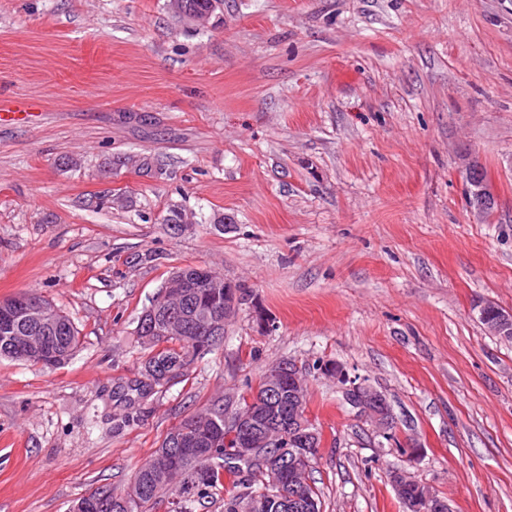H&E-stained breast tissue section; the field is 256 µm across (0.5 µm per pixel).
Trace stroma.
Wrapping results in <instances>:
<instances>
[{
    "label": "stroma",
    "instance_id": "obj_1",
    "mask_svg": "<svg viewBox=\"0 0 512 512\" xmlns=\"http://www.w3.org/2000/svg\"><path fill=\"white\" fill-rule=\"evenodd\" d=\"M0 103L29 113L0 124V301L36 292L80 336L53 368L0 359V512L128 488L283 359L323 512H403L398 472L512 512V340L478 314L512 309V0H224L204 25L169 0H0ZM189 265L250 298L184 381L138 392L137 321ZM329 361L386 396L395 440Z\"/></svg>",
    "mask_w": 512,
    "mask_h": 512
}]
</instances>
